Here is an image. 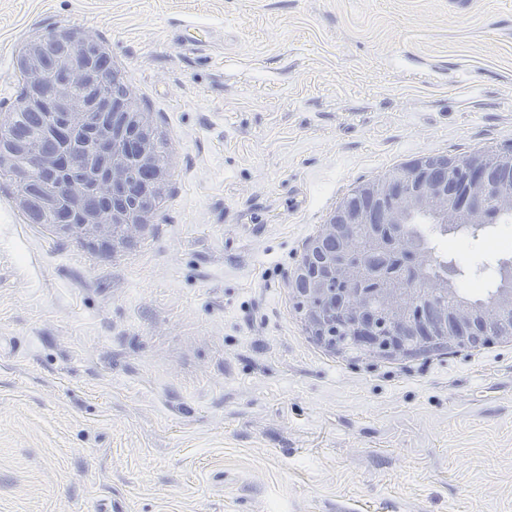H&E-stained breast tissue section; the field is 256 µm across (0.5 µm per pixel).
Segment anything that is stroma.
Listing matches in <instances>:
<instances>
[{"label": "stroma", "mask_w": 512, "mask_h": 512, "mask_svg": "<svg viewBox=\"0 0 512 512\" xmlns=\"http://www.w3.org/2000/svg\"><path fill=\"white\" fill-rule=\"evenodd\" d=\"M59 32L111 56L167 178L110 252L0 178V512H512V343L342 356L288 292L357 187L512 145V0H0V113ZM508 237L428 242L488 291Z\"/></svg>", "instance_id": "1"}]
</instances>
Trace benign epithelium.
Returning <instances> with one entry per match:
<instances>
[{
  "instance_id": "benign-epithelium-1",
  "label": "benign epithelium",
  "mask_w": 512,
  "mask_h": 512,
  "mask_svg": "<svg viewBox=\"0 0 512 512\" xmlns=\"http://www.w3.org/2000/svg\"><path fill=\"white\" fill-rule=\"evenodd\" d=\"M101 47L61 32L20 58L27 85L0 113V175L18 183L31 222L102 249L138 237L166 181L150 113L128 85L105 94ZM38 110L39 122L17 126ZM489 224L512 214V148L465 159L421 157L355 189L310 239L288 280L309 338L334 353L390 360L512 342V289L479 306L444 302L450 281L410 288L435 258L393 236L414 215Z\"/></svg>"
}]
</instances>
